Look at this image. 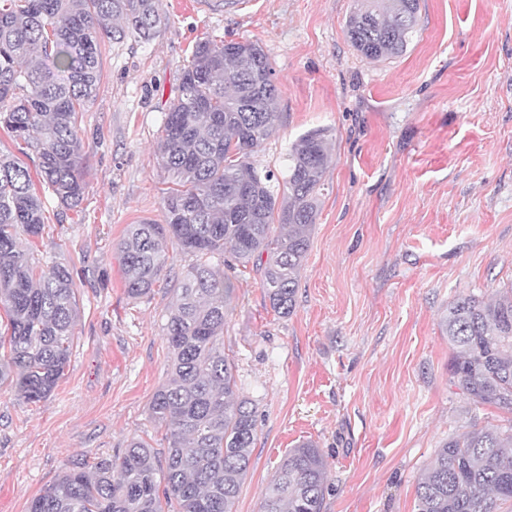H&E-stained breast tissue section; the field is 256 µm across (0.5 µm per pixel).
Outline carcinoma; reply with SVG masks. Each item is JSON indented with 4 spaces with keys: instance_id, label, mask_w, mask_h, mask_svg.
I'll return each mask as SVG.
<instances>
[{
    "instance_id": "1",
    "label": "carcinoma",
    "mask_w": 512,
    "mask_h": 512,
    "mask_svg": "<svg viewBox=\"0 0 512 512\" xmlns=\"http://www.w3.org/2000/svg\"><path fill=\"white\" fill-rule=\"evenodd\" d=\"M420 0H357L346 37L364 58L406 52ZM168 17L160 0H0V129L36 152L32 169L0 156V386L17 400L48 397L67 367L77 301L73 277L18 241L44 230L41 184L75 210L85 194L82 112L101 78L100 35L149 41ZM275 70L256 42L196 43L157 145L174 188L164 224H132L119 244L126 294L152 290L169 246L193 257L163 336L173 359L150 403L167 426L164 464L133 437L121 456L66 467L28 512H236L257 419L224 353L234 284L224 268H255L271 307L289 315L329 158L331 130L312 128L288 148L287 175L252 155L277 131ZM280 232L273 234V221ZM223 264L213 263L215 256ZM456 349L449 371L474 400L512 412V288L485 302L461 295L444 319ZM329 471L314 444L288 450L261 512H323ZM416 512H502L512 503V432L484 427L450 439L419 479Z\"/></svg>"
}]
</instances>
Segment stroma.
Wrapping results in <instances>:
<instances>
[{"label": "stroma", "instance_id": "1", "mask_svg": "<svg viewBox=\"0 0 512 512\" xmlns=\"http://www.w3.org/2000/svg\"><path fill=\"white\" fill-rule=\"evenodd\" d=\"M195 2L161 0L169 21L150 41L102 39L81 118L84 201L69 210L42 193V237H19L69 267L79 314L46 399L0 390V512H28L64 467L121 454L131 437L167 446L149 405L192 258L171 250L152 292L132 299L117 245L129 225L165 221L157 144L204 38L258 42L275 69L280 122L260 167L283 176L300 134L333 132L294 312L273 311L259 272L230 273L224 352L258 416L236 512H260L288 449L306 441L331 472L324 512H415L437 448L512 427V413L453 381L442 326L458 296L512 287V0H420L406 53L381 62L346 37L356 0Z\"/></svg>", "mask_w": 512, "mask_h": 512}]
</instances>
